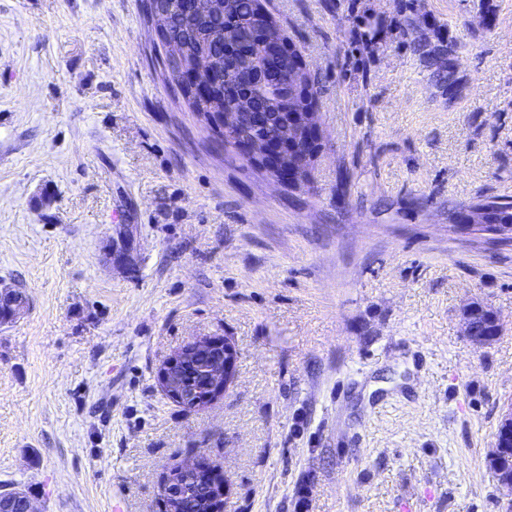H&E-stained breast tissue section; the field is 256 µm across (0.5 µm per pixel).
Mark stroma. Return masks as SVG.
<instances>
[{
	"label": "stroma",
	"mask_w": 512,
	"mask_h": 512,
	"mask_svg": "<svg viewBox=\"0 0 512 512\" xmlns=\"http://www.w3.org/2000/svg\"><path fill=\"white\" fill-rule=\"evenodd\" d=\"M262 3L317 77L299 187L177 99L141 0H0V487L166 512L200 456L227 512H506L512 246L448 215L512 197V0ZM201 336L236 372L188 411L158 370ZM464 323V334L476 345H485L494 340L501 331L497 313L485 305L472 303L462 313ZM484 317L487 321L493 322V328L479 331L477 321ZM488 462L498 484L506 488L512 498V405L503 414L494 434ZM201 471H205L206 478L211 479V482H209L213 488L211 497L214 502H217V506L211 508L209 512H224V505L228 494L227 479L221 471L219 473L209 467L202 457H196L195 461L179 466L175 475L169 476L168 473L165 474L161 482V493L166 503V511L173 512L179 506L183 487L181 475L200 473Z\"/></svg>",
	"instance_id": "stroma-1"
}]
</instances>
